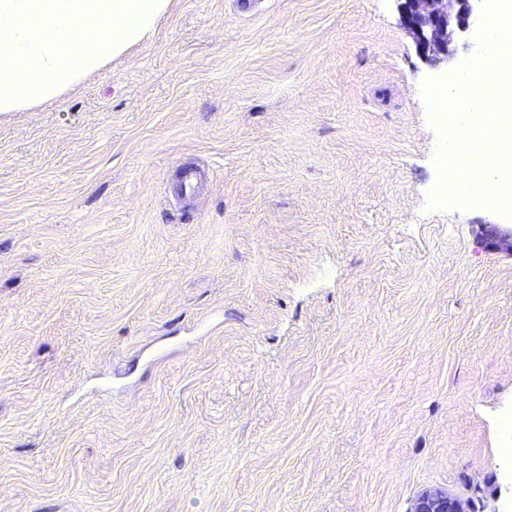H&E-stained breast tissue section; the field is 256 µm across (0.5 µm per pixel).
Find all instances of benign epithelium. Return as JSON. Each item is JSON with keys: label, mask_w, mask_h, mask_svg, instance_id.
<instances>
[{"label": "benign epithelium", "mask_w": 512, "mask_h": 512, "mask_svg": "<svg viewBox=\"0 0 512 512\" xmlns=\"http://www.w3.org/2000/svg\"><path fill=\"white\" fill-rule=\"evenodd\" d=\"M485 0H399L401 23L412 35L418 55L435 64L451 55L450 46L458 32H466L477 23ZM484 246L490 250H512V228L494 224L483 233ZM414 512H464L457 500L444 492H426L420 496Z\"/></svg>", "instance_id": "benign-epithelium-1"}]
</instances>
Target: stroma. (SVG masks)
Instances as JSON below:
<instances>
[{"instance_id":"35a3bbf8","label":"stroma","mask_w":512,"mask_h":512,"mask_svg":"<svg viewBox=\"0 0 512 512\" xmlns=\"http://www.w3.org/2000/svg\"><path fill=\"white\" fill-rule=\"evenodd\" d=\"M480 46L424 63L397 0H173L0 112V512H512V217L428 205L422 84ZM508 224H494L482 233L484 246L490 250H499L503 247L512 251V225L509 228L500 226ZM414 512H464V509L460 502L447 493L429 491L417 500Z\"/></svg>"}]
</instances>
